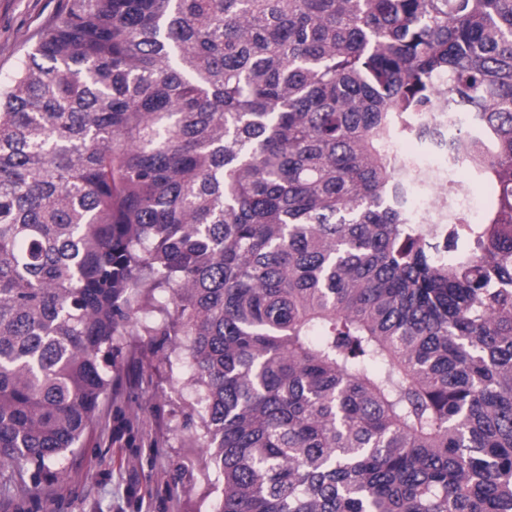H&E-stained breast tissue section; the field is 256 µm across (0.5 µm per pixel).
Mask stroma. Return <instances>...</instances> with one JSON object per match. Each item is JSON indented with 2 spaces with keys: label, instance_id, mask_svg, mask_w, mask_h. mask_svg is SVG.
<instances>
[{
  "label": "stroma",
  "instance_id": "stroma-1",
  "mask_svg": "<svg viewBox=\"0 0 512 512\" xmlns=\"http://www.w3.org/2000/svg\"><path fill=\"white\" fill-rule=\"evenodd\" d=\"M65 0H0V84L15 74ZM185 369L168 368L141 343L116 353L107 395L65 472L36 488L0 480V512H214L219 472L184 438L198 417Z\"/></svg>",
  "mask_w": 512,
  "mask_h": 512
}]
</instances>
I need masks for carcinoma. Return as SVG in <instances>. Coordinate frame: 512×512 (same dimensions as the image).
I'll use <instances>...</instances> for the list:
<instances>
[{"mask_svg":"<svg viewBox=\"0 0 512 512\" xmlns=\"http://www.w3.org/2000/svg\"><path fill=\"white\" fill-rule=\"evenodd\" d=\"M430 112L491 188L427 238ZM174 339L216 512H512V0H67L0 85V476ZM438 119H429L424 133L414 140L403 141L402 151L399 143L396 151L418 154V159L404 174L406 188L404 201L412 216L424 234L433 239L446 240L448 236V200L444 193L448 190V180L459 171L454 163H448V112H436Z\"/></svg>","mask_w":512,"mask_h":512,"instance_id":"cac0c4a2","label":"carcinoma"}]
</instances>
